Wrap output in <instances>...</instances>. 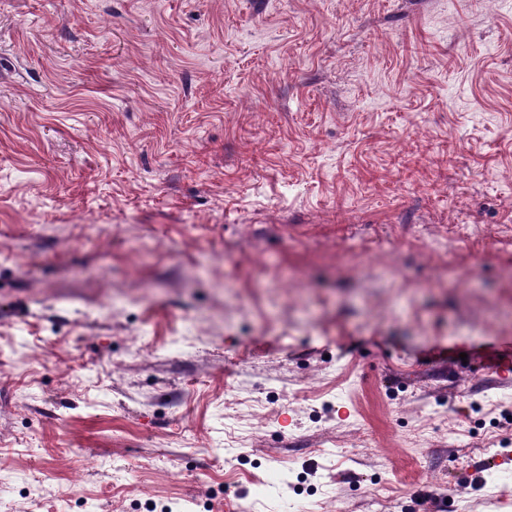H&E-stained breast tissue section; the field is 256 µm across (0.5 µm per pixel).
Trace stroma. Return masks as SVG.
<instances>
[{"label":"stroma","mask_w":512,"mask_h":512,"mask_svg":"<svg viewBox=\"0 0 512 512\" xmlns=\"http://www.w3.org/2000/svg\"><path fill=\"white\" fill-rule=\"evenodd\" d=\"M512 0H0V512H512Z\"/></svg>","instance_id":"stroma-1"}]
</instances>
